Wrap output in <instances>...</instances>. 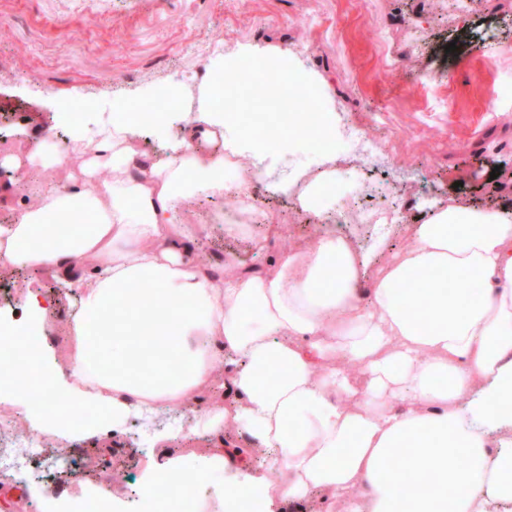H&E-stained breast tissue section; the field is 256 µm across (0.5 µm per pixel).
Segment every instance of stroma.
<instances>
[{
	"label": "stroma",
	"mask_w": 512,
	"mask_h": 512,
	"mask_svg": "<svg viewBox=\"0 0 512 512\" xmlns=\"http://www.w3.org/2000/svg\"><path fill=\"white\" fill-rule=\"evenodd\" d=\"M379 29L385 42L375 38ZM216 43L230 55L243 43L291 52L319 76L314 96L389 143L392 152L379 166L338 160L326 193L336 209L396 207L395 220L379 228L340 225L361 251L406 250L415 217L439 204L494 209L512 202V0H0V167L7 172L0 224L32 202L16 184L25 174L59 187L81 180L73 132L90 134L111 122L116 98L146 102L171 84L196 97ZM80 94L88 105L76 119L71 102ZM37 139L69 153L68 166H33ZM267 166L262 209L287 227V238L257 251L262 225L228 234L224 198L190 194L178 217L204 230L197 263L214 267L231 255L261 267L267 256L313 237L315 214L272 184L320 168V156L305 141L292 154L276 146ZM36 289L58 300L43 326L64 360L68 299L51 274L0 268V315L23 321L26 296ZM42 431L49 447L85 463L80 480H61L57 497L77 498L93 489V475L108 471L124 489L126 512H142L136 493L153 455L172 448L191 466L214 446L165 415L149 426L129 420L113 437L63 439L51 421Z\"/></svg>",
	"instance_id": "35a3bbf8"
}]
</instances>
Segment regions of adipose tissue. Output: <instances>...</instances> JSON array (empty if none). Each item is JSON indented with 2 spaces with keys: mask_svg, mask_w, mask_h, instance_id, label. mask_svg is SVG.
I'll list each match as a JSON object with an SVG mask.
<instances>
[{
  "mask_svg": "<svg viewBox=\"0 0 512 512\" xmlns=\"http://www.w3.org/2000/svg\"><path fill=\"white\" fill-rule=\"evenodd\" d=\"M258 56L243 44L211 58L194 117L136 177L140 124L119 101L111 127L82 145L85 183L44 190L0 225V266L77 292L66 365L43 334L47 295L30 294L28 320L0 329L10 343L0 395L43 390L37 422L62 397L93 405L101 435L132 416L191 410L221 369L237 408L193 413L188 434L219 438L234 424L280 479L234 468L220 448L194 469L164 452L148 469L169 477L178 512H199L193 486L225 470L218 500L260 498L279 512L316 490L346 512H512V202L431 208L371 280L369 257L324 230L262 273L229 259L212 280L195 261L199 229L179 221L180 199L245 197L266 171L268 145L247 121L254 91L284 112L306 105L308 129L336 132L304 93L315 73L280 55L241 74ZM102 166L112 177L94 183Z\"/></svg>",
  "mask_w": 512,
  "mask_h": 512,
  "instance_id": "1",
  "label": "adipose tissue"
}]
</instances>
